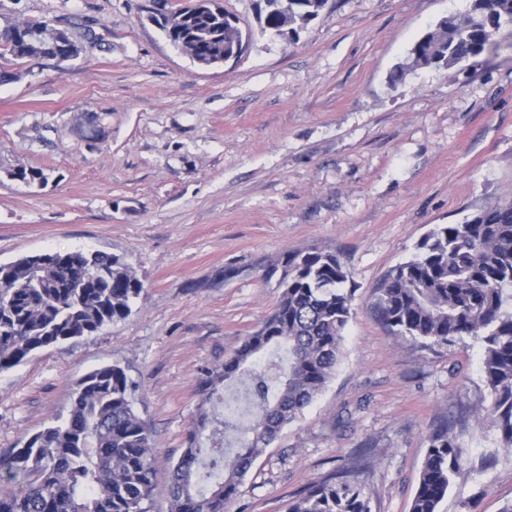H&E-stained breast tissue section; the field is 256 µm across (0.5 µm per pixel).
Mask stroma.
Masks as SVG:
<instances>
[{"label":"stroma","instance_id":"stroma-1","mask_svg":"<svg viewBox=\"0 0 512 512\" xmlns=\"http://www.w3.org/2000/svg\"><path fill=\"white\" fill-rule=\"evenodd\" d=\"M184 2L0 0L13 19L95 34L65 69L33 59L0 84V263L100 251L143 285L124 319L0 373V453L67 415L84 375L120 363L153 431L151 512H168L202 368L221 366L275 308L265 267L317 249L340 253L355 290L340 362L230 512H287L342 468L371 512H410L428 434L459 420L468 458L438 512H501L512 450L478 419L479 344L392 334L371 303L434 225L512 201V44L394 86L412 44L466 0H328L293 42L260 32L259 0H221L251 37L238 59L204 67L153 21ZM21 167L47 182L7 178ZM489 454L496 464L482 467Z\"/></svg>","mask_w":512,"mask_h":512}]
</instances>
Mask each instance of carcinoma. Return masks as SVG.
I'll list each match as a JSON object with an SVG mask.
<instances>
[{"label": "carcinoma", "instance_id": "1", "mask_svg": "<svg viewBox=\"0 0 512 512\" xmlns=\"http://www.w3.org/2000/svg\"><path fill=\"white\" fill-rule=\"evenodd\" d=\"M441 19L393 70L391 83L423 67H472L512 34V0H468ZM326 0H264L260 28L293 38ZM27 21L0 45L15 61L63 56L65 43L37 41ZM170 42L200 61L244 44L242 29L194 6L164 16ZM278 276V303L243 345L199 377L200 401L187 446L171 466L169 512H227L255 461L333 375L352 318L354 289L336 252H286L264 278ZM143 285L117 256L55 251L9 263L0 279V372L32 353L92 334L126 317ZM372 308L393 333L438 346L480 342L490 398L486 418L512 448V203L462 224L433 228L415 256L392 268ZM135 382L115 362L79 381L69 416L0 454V512H150L153 435L134 409ZM410 512H437L464 463L452 428L437 426ZM288 512H371L349 474L309 485Z\"/></svg>", "mask_w": 512, "mask_h": 512}]
</instances>
